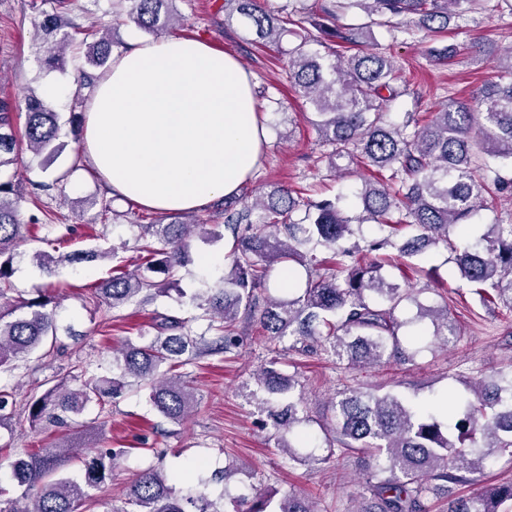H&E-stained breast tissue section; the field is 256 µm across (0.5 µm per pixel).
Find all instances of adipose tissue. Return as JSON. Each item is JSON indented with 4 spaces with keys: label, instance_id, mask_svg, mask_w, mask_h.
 Masks as SVG:
<instances>
[{
    "label": "adipose tissue",
    "instance_id": "1",
    "mask_svg": "<svg viewBox=\"0 0 512 512\" xmlns=\"http://www.w3.org/2000/svg\"><path fill=\"white\" fill-rule=\"evenodd\" d=\"M265 141L252 76L236 56L161 38L113 56L84 114L81 148L113 197L165 213L235 194Z\"/></svg>",
    "mask_w": 512,
    "mask_h": 512
}]
</instances>
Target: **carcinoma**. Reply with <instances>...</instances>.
Here are the masks:
<instances>
[{
    "mask_svg": "<svg viewBox=\"0 0 512 512\" xmlns=\"http://www.w3.org/2000/svg\"><path fill=\"white\" fill-rule=\"evenodd\" d=\"M175 0H117L113 23L129 21L157 35L178 20L169 5ZM480 0H345V7H362L371 15L397 19L405 31L436 33L450 22L474 12ZM328 20L325 51L310 48V41L287 52L289 78L316 111L315 122L324 158L336 170L338 160H358L380 175L357 192L362 215L344 214L340 199H311L306 189L276 187L250 202L224 200V232L232 249L224 256L229 272L215 275L218 266L203 268L201 288L192 305L207 321L205 333L192 335L189 319L165 315L153 325L156 334L127 340L112 352L106 373L102 364L79 361L74 365L79 385L56 383L25 404L34 428L55 426L92 438L102 433L107 420L96 416L78 421L91 404L105 408L112 395L136 385L148 392L159 414L174 423L187 419L197 404L196 391L179 369L205 352L233 354L240 337L236 320L243 313L260 323L270 358L257 374L258 389L249 392L265 412V425L277 436L276 448L291 464L311 467L339 464L358 454L362 480L370 506L361 512H427L425 502L436 490L463 485L483 476L502 458L512 462V367L499 368L487 378L466 385L453 402H425L390 390L382 393L346 388L336 393L331 415L320 426L324 453L316 454L318 438L301 414L303 394L295 392L296 375L281 369L290 347L284 339L317 347L336 363L351 367L383 362L408 363L427 342L441 348L456 335L448 310L429 309L417 294L381 275L391 259L388 249L401 257L425 253L430 246L449 251L448 261L483 306L500 302L512 310V223L490 224L473 235L474 220L484 207L489 186H512L502 176L512 170V51L499 68L509 81H490L472 100L450 98L424 125L407 113L405 121L386 118V106L406 94L392 58L366 49L362 27L335 25V11L322 8ZM300 10L276 15L261 0H224V25L243 23L257 39L278 44L288 26L302 23ZM44 64L56 68L72 46L74 35L61 16L40 10L36 22ZM361 47L352 56L336 51L335 44ZM114 43L104 34L86 44L91 83L112 61ZM26 122L18 139L10 112L0 113V298L10 287L18 241L26 225L19 219L15 197L20 188L6 169L18 164L21 142L28 150L50 155L59 124L57 113L42 98L25 99ZM377 227L369 241L367 263L358 259L359 243L344 241L363 235L364 224ZM152 242L144 246L151 256L147 271L164 275L160 281L136 270L120 272L104 281L91 295L96 306L117 309L127 304L152 302L177 281L195 237L204 243L221 238L204 215L190 223L143 224ZM159 247H154L153 243ZM331 251L324 271L310 270L317 248ZM302 267L304 283L282 298L258 293L275 268ZM407 303L417 312L400 318ZM59 303L47 293L9 307L0 304V376L10 374L39 349L55 348L58 340ZM29 309L16 315L19 309ZM122 450L84 448L63 444L15 458L13 480L22 488L19 497L5 502L0 512H78L95 503L92 491L112 479ZM81 463L75 476L62 474L66 462ZM231 466L224 467V497L234 512H319L309 498L287 491L274 498L262 484L248 492L232 493ZM512 501V483L485 487L475 497L448 501V512H499ZM115 512H223L205 491L182 495L176 478L156 468L140 471L126 494V506Z\"/></svg>",
    "mask_w": 512,
    "mask_h": 512,
    "instance_id": "carcinoma-1",
    "label": "carcinoma"
}]
</instances>
